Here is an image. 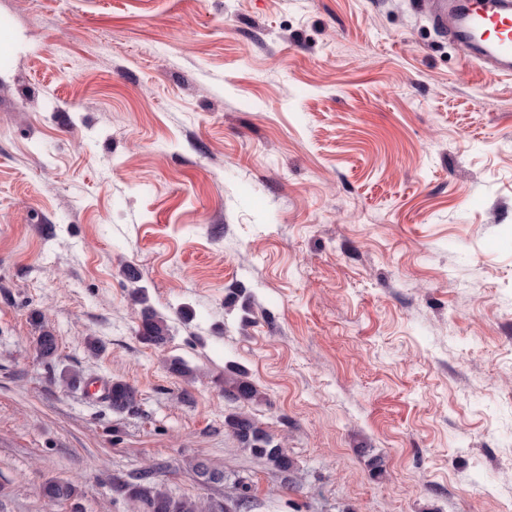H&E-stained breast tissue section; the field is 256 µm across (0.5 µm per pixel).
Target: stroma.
<instances>
[{
    "label": "stroma",
    "instance_id": "stroma-1",
    "mask_svg": "<svg viewBox=\"0 0 512 512\" xmlns=\"http://www.w3.org/2000/svg\"><path fill=\"white\" fill-rule=\"evenodd\" d=\"M146 471L248 512H512V75L427 0H0V512H140ZM127 279L130 283L129 295L131 300L141 305L139 326V339L142 343L151 346H162L170 338V329L167 320L152 307L147 305L145 289L137 285L138 280L130 271L127 273ZM224 396L241 403H253L261 400V394L247 372L237 365H229L224 371ZM136 389L124 382H112V411L122 413L130 410L135 402ZM224 424L242 448L248 450L254 457L280 472H288L293 468V461L284 448L275 444L251 416L242 413L232 415L225 419ZM40 489L41 495L51 502L75 501L81 496L79 486L71 480H49Z\"/></svg>",
    "mask_w": 512,
    "mask_h": 512
}]
</instances>
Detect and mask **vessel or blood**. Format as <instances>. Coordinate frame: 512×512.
<instances>
[{"mask_svg":"<svg viewBox=\"0 0 512 512\" xmlns=\"http://www.w3.org/2000/svg\"><path fill=\"white\" fill-rule=\"evenodd\" d=\"M436 26L466 43L488 79L512 74V0H431Z\"/></svg>","mask_w":512,"mask_h":512,"instance_id":"b4317fda","label":"vessel or blood"}]
</instances>
